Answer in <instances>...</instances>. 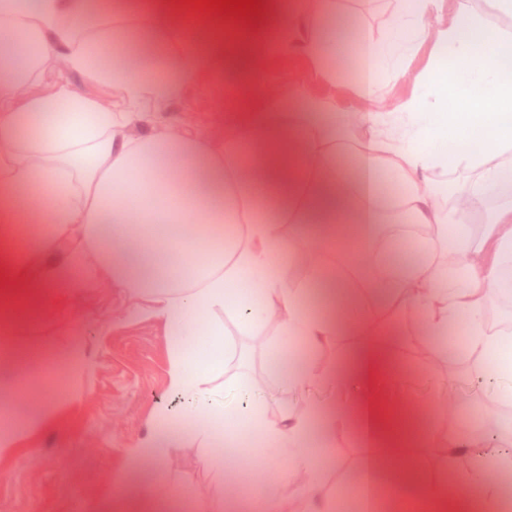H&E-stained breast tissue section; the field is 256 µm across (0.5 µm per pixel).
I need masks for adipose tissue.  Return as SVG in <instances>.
<instances>
[{"label": "adipose tissue", "instance_id": "obj_1", "mask_svg": "<svg viewBox=\"0 0 512 512\" xmlns=\"http://www.w3.org/2000/svg\"><path fill=\"white\" fill-rule=\"evenodd\" d=\"M508 19L491 27L483 14L457 8L435 21L445 0H395L381 36L366 33L357 88L361 102L350 125L357 140L347 169L336 135L335 99L308 93L311 82L332 86L343 51L333 23L338 0H261L257 15L198 10L195 0H0V383L35 373L52 354L67 372L86 364L75 342L51 350L27 342L29 328L77 274L108 279L165 324L170 388L181 412L160 410L150 434L128 451L134 469L154 456L196 448L205 452L244 431L264 441L269 461L289 459L308 479L298 512H316L318 462L302 445L311 425L331 447L354 433L365 449L359 485L367 512L379 493L396 487L398 512H496L512 506L493 480L477 432L448 423V456L464 494L449 495L428 472L422 450L439 438L417 429L414 416L391 400L390 380L403 372L390 346L375 341L347 351L321 372L302 366L292 390L315 387L304 406L289 404L282 426H270L255 397L224 376V318L243 330L276 322L281 336L314 347L350 333L349 314L363 301L324 253L336 225H356L374 238L377 225L408 221L433 227L424 259L385 258L372 288L395 311L396 334L435 351L448 368L458 353L442 343L448 323L466 322V345L496 359L490 376L495 410L488 425L512 427V330L490 329V296L512 295V0H492ZM432 42L430 64L417 81L423 91L400 112L371 108L381 77L398 74L409 54ZM297 57L300 75L281 85L259 67L269 45ZM56 70L61 80L39 92ZM119 94L112 105L92 87ZM204 87L217 116L204 125L182 109L186 94ZM472 173L459 196L445 195L439 175L448 166ZM400 184L386 205L379 175ZM501 200L494 208L486 201ZM321 227L317 261L300 285L274 254L288 226ZM460 259L463 287L452 288L439 246ZM342 301L340 314H312L301 303L308 289ZM74 385L54 388L22 419L1 448L32 444L71 407ZM192 421L183 433V421ZM390 456L379 468L375 461Z\"/></svg>", "mask_w": 512, "mask_h": 512}]
</instances>
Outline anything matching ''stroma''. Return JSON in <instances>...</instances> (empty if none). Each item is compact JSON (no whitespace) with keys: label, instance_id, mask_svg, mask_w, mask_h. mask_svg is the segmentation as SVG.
Instances as JSON below:
<instances>
[{"label":"stroma","instance_id":"obj_1","mask_svg":"<svg viewBox=\"0 0 512 512\" xmlns=\"http://www.w3.org/2000/svg\"><path fill=\"white\" fill-rule=\"evenodd\" d=\"M392 0H341L337 23L346 44V65L337 67L336 102L342 111L357 106L360 70L355 62L363 31L384 32L391 20ZM431 47L419 46L404 74L382 81L376 103L383 112L399 111L415 90V78L430 59ZM64 309L45 316L30 330L33 341L51 346L72 334L90 357L76 381L79 399L60 423L52 426L33 448L0 454V512H102L105 504L144 502L154 512H194L206 498L223 499L232 512H260L263 494L295 497L300 484L287 460L267 463L256 447L244 454L247 473L235 472L234 460L223 447L212 456L222 459L223 480H215L206 461L192 451L146 460L123 484L108 480L109 470H122L128 448L150 431L161 408L180 411L182 398L169 387V355L162 318L120 293L102 279L79 278ZM226 334L239 350L227 359L224 375L255 389L269 424L278 426L289 401L282 374L303 363L324 365L339 359L356 344L340 336L315 350L302 339L283 341L275 325L243 332L225 320ZM394 354L408 369L396 385L400 402L413 411L422 427L441 434L448 418L460 428L476 425L491 402L483 363L469 361L447 370L427 349L403 338ZM361 449L352 434H344L320 458L322 505L340 512H358L357 478Z\"/></svg>","mask_w":512,"mask_h":512}]
</instances>
